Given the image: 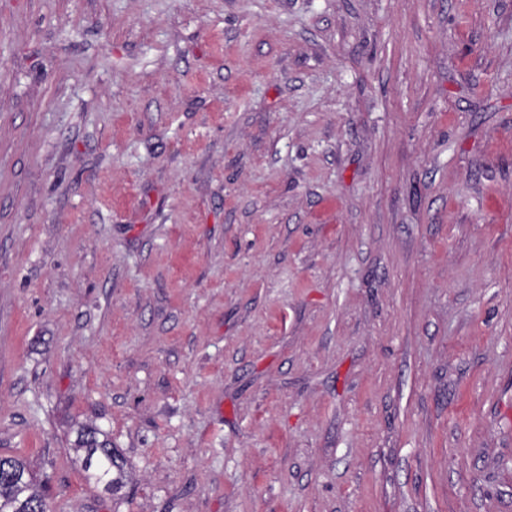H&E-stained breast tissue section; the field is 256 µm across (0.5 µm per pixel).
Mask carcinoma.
<instances>
[{
  "label": "carcinoma",
  "mask_w": 512,
  "mask_h": 512,
  "mask_svg": "<svg viewBox=\"0 0 512 512\" xmlns=\"http://www.w3.org/2000/svg\"><path fill=\"white\" fill-rule=\"evenodd\" d=\"M93 426L80 429L77 448L84 450L87 478L115 492L124 485L126 463ZM27 464L15 457L0 456V512H50L46 499L35 488Z\"/></svg>",
  "instance_id": "cac0c4a2"
}]
</instances>
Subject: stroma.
<instances>
[{
  "label": "stroma",
  "instance_id": "stroma-1",
  "mask_svg": "<svg viewBox=\"0 0 512 512\" xmlns=\"http://www.w3.org/2000/svg\"><path fill=\"white\" fill-rule=\"evenodd\" d=\"M0 455L53 512H512V0H0ZM100 435L104 436L97 427H83L78 432L76 445L84 450L83 466L87 478L113 493L124 485L126 463L107 439H100Z\"/></svg>",
  "mask_w": 512,
  "mask_h": 512
}]
</instances>
